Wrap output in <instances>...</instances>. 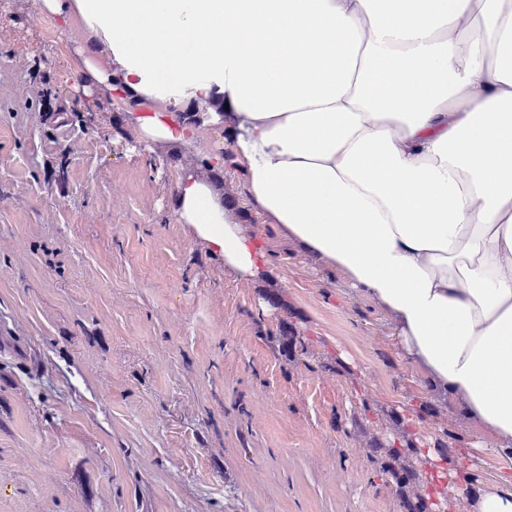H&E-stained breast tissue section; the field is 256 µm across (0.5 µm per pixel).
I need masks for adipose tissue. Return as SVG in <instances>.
Listing matches in <instances>:
<instances>
[{"label": "adipose tissue", "mask_w": 512, "mask_h": 512, "mask_svg": "<svg viewBox=\"0 0 512 512\" xmlns=\"http://www.w3.org/2000/svg\"><path fill=\"white\" fill-rule=\"evenodd\" d=\"M77 12L111 70L82 80L134 104L127 134L194 141L171 107L222 103L246 202L336 268L393 321L419 365L501 468L474 486L419 442L428 487L467 512H512V0H43ZM177 214L227 265L255 242L210 184Z\"/></svg>", "instance_id": "ef3b65f1"}]
</instances>
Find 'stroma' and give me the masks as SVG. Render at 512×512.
Wrapping results in <instances>:
<instances>
[{
	"instance_id": "35a3bbf8",
	"label": "stroma",
	"mask_w": 512,
	"mask_h": 512,
	"mask_svg": "<svg viewBox=\"0 0 512 512\" xmlns=\"http://www.w3.org/2000/svg\"><path fill=\"white\" fill-rule=\"evenodd\" d=\"M39 3L0 20V512H399L368 429L453 434L460 469L494 472L388 315L245 205L233 161L227 208L259 277L179 222L183 163L91 108L81 48L61 77L67 37L42 38ZM268 282L283 306L262 307ZM287 327L307 354L278 350Z\"/></svg>"
}]
</instances>
